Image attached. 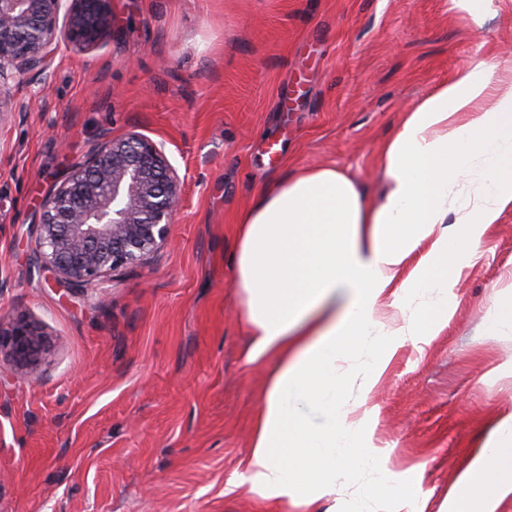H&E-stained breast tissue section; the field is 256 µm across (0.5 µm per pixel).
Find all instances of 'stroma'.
Wrapping results in <instances>:
<instances>
[{"label": "stroma", "instance_id": "35a3bbf8", "mask_svg": "<svg viewBox=\"0 0 512 512\" xmlns=\"http://www.w3.org/2000/svg\"><path fill=\"white\" fill-rule=\"evenodd\" d=\"M111 38L54 47L0 115V317L54 341L0 367V512H349L356 488L404 483L369 512H443L512 412V211L448 292L439 332L405 342L366 405L381 463L306 505L237 486L269 367L247 364L234 286L237 219L280 176L333 166L369 203L404 111L480 58L512 78V0L482 29L451 0H112ZM164 143L185 177L173 243L70 291L40 270L38 203L103 133Z\"/></svg>", "mask_w": 512, "mask_h": 512}]
</instances>
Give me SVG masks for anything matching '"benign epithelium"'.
<instances>
[{"instance_id": "7a95c632", "label": "benign epithelium", "mask_w": 512, "mask_h": 512, "mask_svg": "<svg viewBox=\"0 0 512 512\" xmlns=\"http://www.w3.org/2000/svg\"><path fill=\"white\" fill-rule=\"evenodd\" d=\"M112 0H0V115L4 91L35 69L62 38L86 52L112 35ZM185 177L164 145L132 130L101 140L44 196L35 224L39 267L69 288H87L143 265L172 241ZM51 350L26 314L0 318V360L33 371Z\"/></svg>"}]
</instances>
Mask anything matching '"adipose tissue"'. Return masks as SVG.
Here are the masks:
<instances>
[{"label":"adipose tissue","mask_w":512,"mask_h":512,"mask_svg":"<svg viewBox=\"0 0 512 512\" xmlns=\"http://www.w3.org/2000/svg\"><path fill=\"white\" fill-rule=\"evenodd\" d=\"M475 60L407 109L382 153L386 190L367 205L334 167L276 178L237 221L234 283L252 342L249 364H269L252 449L238 483L262 499L312 504L347 471L377 467L369 415L342 402V367L371 390L405 341L448 324L447 301L416 308L394 329L383 305L448 291L486 229L512 210V80ZM330 414L303 424L296 405ZM512 496V413L460 476L448 512H497Z\"/></svg>","instance_id":"1"}]
</instances>
